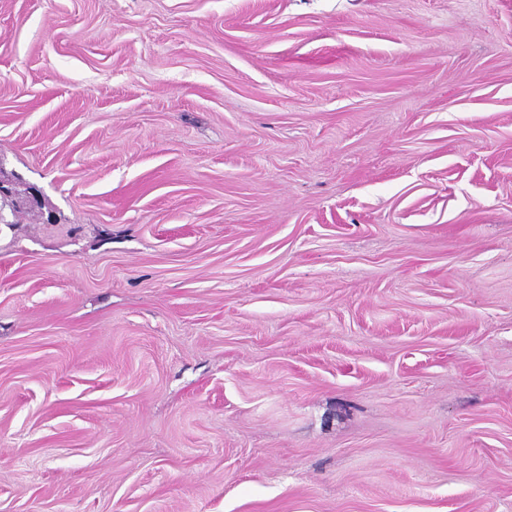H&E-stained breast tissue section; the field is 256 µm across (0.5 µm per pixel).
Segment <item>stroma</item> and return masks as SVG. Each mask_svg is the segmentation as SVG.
<instances>
[{"label": "stroma", "instance_id": "1", "mask_svg": "<svg viewBox=\"0 0 512 512\" xmlns=\"http://www.w3.org/2000/svg\"><path fill=\"white\" fill-rule=\"evenodd\" d=\"M0 512H512V0H0Z\"/></svg>", "mask_w": 512, "mask_h": 512}]
</instances>
